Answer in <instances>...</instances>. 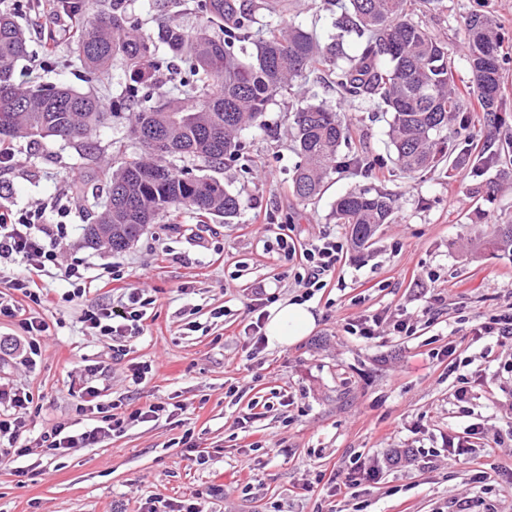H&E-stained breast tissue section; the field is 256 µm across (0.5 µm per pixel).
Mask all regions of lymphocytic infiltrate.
I'll use <instances>...</instances> for the list:
<instances>
[{
    "mask_svg": "<svg viewBox=\"0 0 512 512\" xmlns=\"http://www.w3.org/2000/svg\"><path fill=\"white\" fill-rule=\"evenodd\" d=\"M45 212V207L40 204L21 211L0 205V262L8 263L19 257L30 262L21 276L8 280L7 292H0V322L18 324L22 330L23 341L17 344L16 349L21 365L26 367L34 365L41 351V340L50 329L49 324L34 312L35 307L42 305L47 296L43 278L49 269L63 267L65 277L73 286V297H83L91 290L90 282H87L78 265L60 263L66 227L60 224L53 228L45 224ZM292 231V225H281L276 244L281 259L293 263L294 279L303 288L299 299L307 302L326 288L328 282L339 278L338 264L343 246L328 234L299 246ZM148 304L143 290L135 288L125 301L99 303L83 310L81 321L99 335L132 338L144 331ZM31 402L26 391L0 387V404L9 407L8 413H0V439L7 441L6 447L0 448L1 461L17 460L31 454L37 447L51 455L63 449L93 447L120 432L125 422L153 421L169 410L164 402L152 403L133 411L123 410L118 404H105L101 392L89 388L85 391V405L89 411L100 414V425L83 431H68L56 426L41 435L38 444L34 445L23 436L25 415Z\"/></svg>",
    "mask_w": 512,
    "mask_h": 512,
    "instance_id": "1",
    "label": "lymphocytic infiltrate"
}]
</instances>
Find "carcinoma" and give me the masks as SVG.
I'll use <instances>...</instances> for the list:
<instances>
[{
	"instance_id": "obj_1",
	"label": "carcinoma",
	"mask_w": 512,
	"mask_h": 512,
	"mask_svg": "<svg viewBox=\"0 0 512 512\" xmlns=\"http://www.w3.org/2000/svg\"><path fill=\"white\" fill-rule=\"evenodd\" d=\"M127 2L112 0V11L88 15L72 45L88 78L119 61L134 80L123 92L130 125L117 141L113 165L97 168L110 203L85 228L92 247L120 253L136 240L139 225L184 210L200 218L237 217L239 196L204 171L239 160L241 132L262 125L275 96L316 70L327 73L342 100L367 101L389 114L387 136L398 170L411 175L446 163L481 176L473 152L479 129L451 85L448 45L413 18L427 0H349L336 27L363 38L354 55L338 40L321 44L296 23L288 0H260L248 10L236 9L230 0H196L204 18L198 29L164 22L155 37L131 20ZM262 11L270 18L263 30L257 17ZM465 26L469 89L485 122L493 124L507 111L500 94L501 37L480 9L469 14ZM28 56L25 31L11 14L0 13V145L20 137L86 138L104 120L100 98L63 84L22 86L15 69ZM161 70L178 75L168 91L150 81ZM450 124L451 138L444 134ZM294 126L299 162L291 189L303 201L320 196L340 168L356 164L368 173L384 164L342 152L351 146L349 126L315 94L297 108ZM394 211L393 197L359 187L336 200L332 216L363 249ZM486 237L495 248L512 247V224H494Z\"/></svg>"
}]
</instances>
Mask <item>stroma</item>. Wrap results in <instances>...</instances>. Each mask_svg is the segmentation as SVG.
Returning <instances> with one entry per match:
<instances>
[{"mask_svg": "<svg viewBox=\"0 0 512 512\" xmlns=\"http://www.w3.org/2000/svg\"><path fill=\"white\" fill-rule=\"evenodd\" d=\"M347 5L293 0L291 12L325 41ZM473 5L431 0L416 15L447 43L462 93L470 80L462 53L465 17ZM0 11L14 14L30 37V57L18 63L17 81L91 92L107 109L121 97L130 82L121 67L90 82L72 62L78 17L60 0L38 13L28 0H0ZM127 11L149 34L161 21L187 30L201 23L193 0H130ZM502 54L507 110L502 124L482 126L476 141L488 159L481 179L492 191L485 200L471 194L470 172L441 166L409 176L389 165L372 174L353 166L339 170L324 194L300 201L288 187L301 100L292 89L269 105L264 127L243 132V158L216 174L241 199L232 223L202 222L188 213L163 217L115 253L85 242L84 228L101 211L106 188L101 181L84 183L77 146L53 136L14 140L13 160L0 168V201L24 210L61 197L63 211L47 210L44 221L65 225L66 263H81L89 277L114 268L123 274L73 301L59 271L46 276L50 301L39 313L50 334L32 367L9 355L19 326L0 324V381L33 398L27 439L57 425L87 427L80 404L88 385L131 409L165 401L176 410L167 419L128 423L99 448L56 456L37 449L0 464V512H113L118 504L139 512L147 499L180 501L196 493L205 512H317L326 492L314 486L316 475L347 472L361 456L374 462L378 475L357 498L337 497L338 512H456L466 496L480 512H512V450L484 439L454 456L445 445L473 423L490 433L506 430L512 414V372L506 370L512 344L475 334L481 314L512 304V252L479 238L490 225L512 224V170L498 160L512 141V37ZM306 86L340 107L360 156L388 157L385 115L366 103L340 102L324 74H311ZM359 186L396 199L392 223L360 252L331 216L336 199ZM281 224L293 225L300 241L335 235L344 245L346 286L312 298L317 322L308 336L258 350L243 333L254 289L277 288L283 301L302 292L291 266L275 258ZM131 288L154 299L143 335L101 336L81 323L83 309L104 297L119 301ZM367 312L411 319L415 333L364 339L344 332L346 321ZM462 361L471 382L463 404L455 398L454 373ZM139 363L152 371L137 385L131 374ZM248 412L254 418L244 433L237 419ZM187 432L208 449L207 463L181 445ZM394 448L417 454L384 467Z\"/></svg>", "mask_w": 512, "mask_h": 512, "instance_id": "stroma-1", "label": "stroma"}]
</instances>
